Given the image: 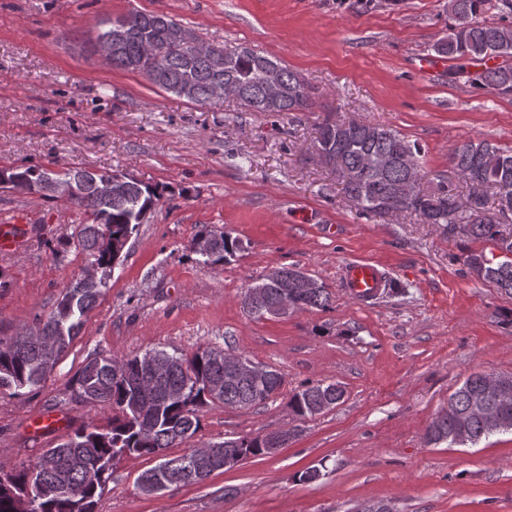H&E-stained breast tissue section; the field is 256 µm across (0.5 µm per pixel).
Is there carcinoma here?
Instances as JSON below:
<instances>
[{
    "label": "carcinoma",
    "mask_w": 512,
    "mask_h": 512,
    "mask_svg": "<svg viewBox=\"0 0 512 512\" xmlns=\"http://www.w3.org/2000/svg\"><path fill=\"white\" fill-rule=\"evenodd\" d=\"M487 0H448L453 24L448 37L434 46L441 58L455 62L451 74L466 78L476 88L512 98V0H499L497 21L478 20ZM131 21V34L112 50V65L144 75L157 88L203 104L209 101L213 81L221 78L238 84L236 99L249 112H309L314 106L309 84L280 61L248 46L228 50L210 45L193 56L171 47L169 33L181 26L174 18L154 12L132 10L112 22ZM502 62L489 65L487 60ZM276 71L282 95L267 98L268 69ZM316 150L342 179L345 198L361 217L409 214L421 224H441L453 232L462 226L474 240L489 242L512 254V235L501 230L500 215L512 212V148L489 140L458 142L450 163L458 177L469 184L466 197L456 186L440 181L436 188H422V146L398 131L368 121L359 123L328 117L318 126ZM74 177L80 192L66 204L81 210L88 222L79 224L75 248L85 255L96 276L83 273L60 294L53 309L27 329L7 339L0 338V390L23 395L39 387L53 371L78 334L84 318L107 288L108 272L138 226L159 204L163 192L126 179L121 191L106 198L99 183L112 173L42 165L0 168V180L32 190L49 177ZM205 241L208 251L198 255L202 267L224 264L242 249L240 239L224 232L204 230L194 241ZM469 272L512 295V259L496 261L485 252L462 258ZM304 276L295 266L273 268L258 278L260 293L241 296L243 309L261 318L280 304L284 281ZM331 295L319 283L300 288L292 303L295 311L323 310ZM235 353L219 347H199L191 355L152 349L141 355L115 356L93 353L70 383V400L112 408V423L106 429L93 425L75 428L58 445L46 448L29 466L10 470L0 465V512H95L97 498L112 481L115 465L125 456L157 460L137 479L144 495L181 486L201 484L225 461L276 452L271 447L275 433L239 436L168 457L167 450L188 443L201 429L203 409L221 404L249 409L275 398L285 380L280 371L264 366L268 379L260 384L248 377L228 381L230 358ZM486 387L483 373L469 376L448 400V409L428 427V442L476 445L502 432H512V397L495 403L492 413L470 412L472 401ZM344 397L337 383L307 382L288 400L291 416L305 420L335 407Z\"/></svg>",
    "instance_id": "cac0c4a2"
}]
</instances>
